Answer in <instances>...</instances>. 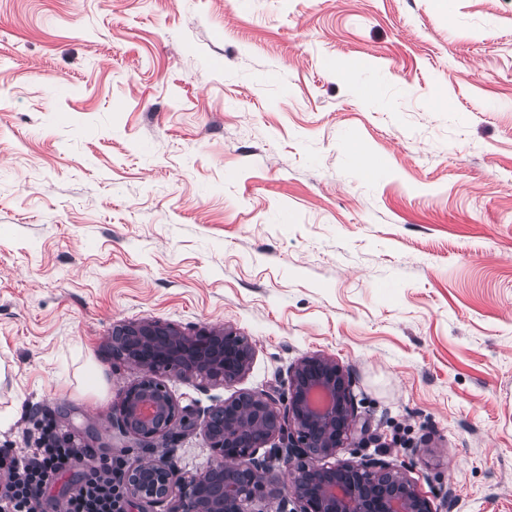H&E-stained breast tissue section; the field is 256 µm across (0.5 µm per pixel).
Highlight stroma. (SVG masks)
Here are the masks:
<instances>
[{
  "label": "stroma",
  "mask_w": 512,
  "mask_h": 512,
  "mask_svg": "<svg viewBox=\"0 0 512 512\" xmlns=\"http://www.w3.org/2000/svg\"><path fill=\"white\" fill-rule=\"evenodd\" d=\"M146 319L255 349L166 377L196 423L320 353L370 423L338 459L512 512V0H0V452L88 450L41 512L140 456L108 339Z\"/></svg>",
  "instance_id": "obj_1"
}]
</instances>
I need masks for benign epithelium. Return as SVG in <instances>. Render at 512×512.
<instances>
[{
	"mask_svg": "<svg viewBox=\"0 0 512 512\" xmlns=\"http://www.w3.org/2000/svg\"><path fill=\"white\" fill-rule=\"evenodd\" d=\"M112 356L142 376L112 406V427L145 452L173 442L194 426L159 376L196 378L226 386L249 370L254 348L226 328L184 331L160 320L112 330ZM269 392L240 391L217 401L199 423L212 450L201 473L183 476L170 456L141 458L121 476L127 505L167 506L165 512H438L399 468L366 456L334 462L359 423L348 375L321 354L289 371L284 408ZM286 480L268 475L274 464Z\"/></svg>",
	"mask_w": 512,
	"mask_h": 512,
	"instance_id": "benign-epithelium-1",
	"label": "benign epithelium"
}]
</instances>
